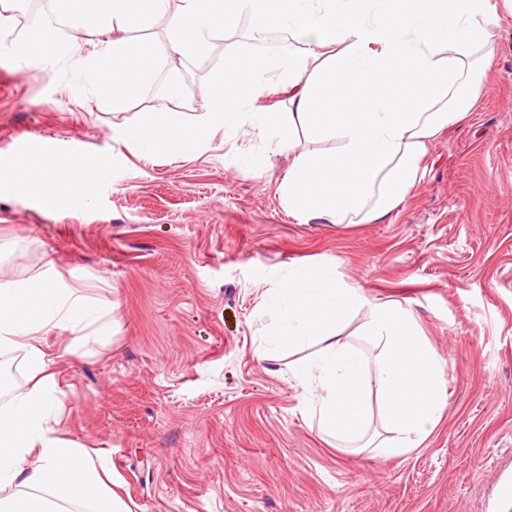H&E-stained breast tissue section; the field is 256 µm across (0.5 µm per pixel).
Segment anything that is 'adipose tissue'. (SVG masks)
<instances>
[{"mask_svg":"<svg viewBox=\"0 0 512 512\" xmlns=\"http://www.w3.org/2000/svg\"><path fill=\"white\" fill-rule=\"evenodd\" d=\"M169 20V44L114 38V31ZM249 19L253 46L228 44L216 76L219 94L199 115L145 112L113 129L147 156H193L215 130L264 131L274 152L292 155L279 184L289 210L328 224H372L403 202L432 138L474 107L494 53L499 16L490 0H49L25 38L22 58L54 56L62 36L99 48L103 68L83 77L113 109L150 89L169 52L205 61L216 39ZM279 45L260 48L270 31ZM364 106L351 103L357 89ZM282 92L288 112L257 107ZM336 140V152L300 150L297 132ZM0 179L47 203L70 190L66 165L35 170L0 162ZM272 331L260 360L313 348L295 362L298 383L316 392L310 416L338 444H365L390 460L419 447L447 406L445 362L400 304L372 303L362 288L326 265L289 272L266 297ZM105 309L77 289L40 277L0 288V354L22 352L28 386L0 404V512H128L111 487L104 458L56 435L61 422L50 330L75 341L105 338Z\"/></svg>","mask_w":512,"mask_h":512,"instance_id":"adipose-tissue-1","label":"adipose tissue"}]
</instances>
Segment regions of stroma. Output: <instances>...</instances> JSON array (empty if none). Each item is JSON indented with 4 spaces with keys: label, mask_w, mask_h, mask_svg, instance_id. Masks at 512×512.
Returning <instances> with one entry per match:
<instances>
[{
    "label": "stroma",
    "mask_w": 512,
    "mask_h": 512,
    "mask_svg": "<svg viewBox=\"0 0 512 512\" xmlns=\"http://www.w3.org/2000/svg\"><path fill=\"white\" fill-rule=\"evenodd\" d=\"M464 120L441 130L423 175L380 224L339 227L288 210L292 157L250 129L211 134L200 155L147 157L116 141L138 113L190 111L215 68L172 55L179 95L143 92L114 110L78 78L96 48L29 65L0 50V158L108 161L86 206L0 185V283L50 272L112 308L106 343L56 360L60 435L107 457L131 512H512V14ZM240 153L259 170L237 169ZM328 264L378 303L410 309L446 362L448 405L416 449L382 461L319 435L289 366L254 355L267 292L290 269Z\"/></svg>",
    "instance_id": "obj_1"
}]
</instances>
